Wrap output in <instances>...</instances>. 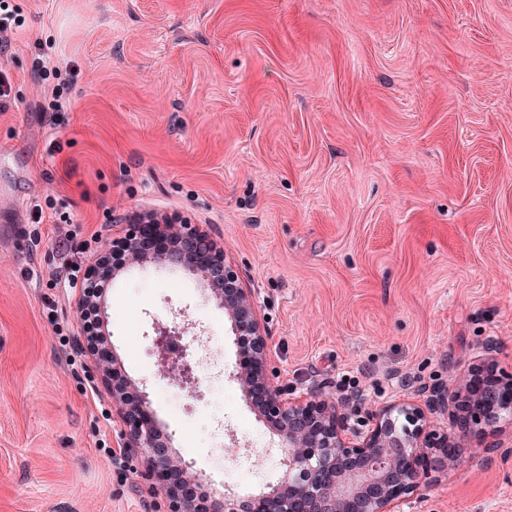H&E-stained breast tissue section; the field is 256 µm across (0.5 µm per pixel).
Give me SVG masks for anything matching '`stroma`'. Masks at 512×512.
Wrapping results in <instances>:
<instances>
[{"label": "stroma", "mask_w": 512, "mask_h": 512, "mask_svg": "<svg viewBox=\"0 0 512 512\" xmlns=\"http://www.w3.org/2000/svg\"><path fill=\"white\" fill-rule=\"evenodd\" d=\"M0 70V512H166L113 465L122 424L92 377L67 265L114 252L133 215L191 225L258 302L279 386L358 381L370 407L425 402L492 357L512 367V0H12ZM74 69L44 116L39 55ZM41 213H34L32 203ZM118 374L172 456L217 490L282 474L232 373L230 323L153 265L106 292ZM209 381L162 371L153 324ZM241 452L231 456L230 444ZM512 418L457 451L418 512H512ZM9 2L0 1V52H6L11 47L13 37L24 25L21 15L10 7ZM188 325L189 324H187L186 326H167L158 323L154 328V344L157 347V349L163 352L169 351L174 336H184L188 332H190L189 330L191 329V327H189Z\"/></svg>", "instance_id": "stroma-1"}]
</instances>
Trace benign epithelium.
<instances>
[{
    "label": "benign epithelium",
    "instance_id": "7a95c632",
    "mask_svg": "<svg viewBox=\"0 0 512 512\" xmlns=\"http://www.w3.org/2000/svg\"><path fill=\"white\" fill-rule=\"evenodd\" d=\"M134 228L125 242L128 251L122 263H109L105 253L88 261L86 284L76 290L81 324L77 342L94 358L96 376L108 388L112 407L124 424V453L140 456L141 475L161 487L167 512H197L196 499L184 492L198 482L196 473L189 463L169 454L147 411V395L111 371L114 357L103 341L101 323L86 320L105 305L94 284L116 278L127 265L179 269L202 281L236 336L235 378L284 452L283 472L276 483L243 498L224 492L212 500L211 512H410L424 499L433 475L457 465L455 449L461 438L483 431L505 414L512 416V370H499L493 364L486 372L474 370L451 394L441 388L432 391L430 404L454 407L452 423L457 432L452 434L410 400L367 409L363 393L353 392L336 402L326 393L325 382L293 396L273 381L256 298L238 286L224 264V251L189 224L136 223ZM154 230L174 236L177 245L156 253L144 250L141 243ZM189 330L187 325L159 323L154 344L166 352L173 337Z\"/></svg>",
    "mask_w": 512,
    "mask_h": 512
}]
</instances>
